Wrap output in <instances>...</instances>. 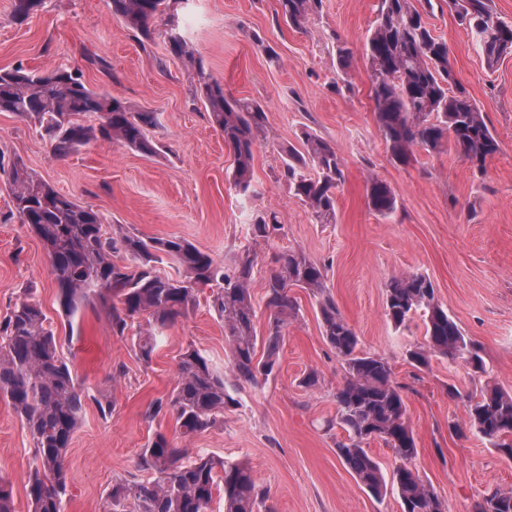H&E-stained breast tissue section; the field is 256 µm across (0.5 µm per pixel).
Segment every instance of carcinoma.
<instances>
[{
    "instance_id": "carcinoma-1",
    "label": "carcinoma",
    "mask_w": 512,
    "mask_h": 512,
    "mask_svg": "<svg viewBox=\"0 0 512 512\" xmlns=\"http://www.w3.org/2000/svg\"><path fill=\"white\" fill-rule=\"evenodd\" d=\"M186 2L108 0V7L142 44L153 40V22L165 19L170 53L192 61L193 48L175 24L176 7ZM490 2L448 0L477 36L491 68L512 51V25L494 16ZM42 4L43 0H13L12 18L23 22ZM279 6L286 24L301 30L322 9V0H279ZM364 51L372 72L375 118L393 161L408 164L415 146L440 153L451 145L474 169L483 171L487 159L499 152V141L457 82L448 44L433 34L414 0H378ZM336 57L343 71L351 69L353 52L347 42L337 41ZM198 71L194 98L209 110L213 126L232 151L230 185L247 197L253 192L254 151L265 136L267 113L258 102L226 95L224 86L203 67ZM0 112L31 122L49 140L57 158L91 143L119 144L147 157L163 150L150 136L159 125L158 113L90 88L78 70L0 68ZM82 117L91 118V123L80 122ZM301 141V151L292 145L283 149L281 177L320 223L331 224L336 218L335 190L344 181L343 161L333 145L307 130ZM7 183L12 216L28 225L49 256L60 315L71 324L86 306L100 303L107 310L112 335L123 339L138 328L131 341L146 365L164 331L193 310L198 294L209 287L208 305L224 321L235 380L266 379L278 365L288 323L299 313L290 291L309 290L321 316L322 335L344 362L343 381L334 394L336 424L347 433L346 439L336 442L339 459L377 501L391 489L402 512H448V504L410 466L418 448L406 419L404 387L394 380L387 360L359 350L354 328L326 294L322 266L295 249L271 256L264 284L267 328L259 337L252 295L256 256L250 251H242L226 267L186 240L144 238L121 224L109 232L98 212L60 193L21 160L12 162ZM368 198L382 216L396 210V195L382 180L371 179ZM280 229L276 218L268 215L255 216L250 225L256 241H267ZM166 260L182 275L162 273L158 265ZM385 313L397 328L416 314L422 318L426 346L408 354L416 369L428 367L430 357L441 356L473 362L477 377L488 373L482 347L465 336L438 303L427 276L391 277L385 288ZM230 388L223 371L188 348L178 358L171 392L151 401L145 417L153 420L168 411L175 416L179 434L191 438L214 426L224 408L235 403ZM448 395L463 401L469 429L512 457V391L494 386L463 394L452 387ZM0 398L12 406L33 444L34 461L26 481L31 512H64L69 490L63 459L86 401H95L105 415L112 413V403L90 395L78 380L54 328L28 294L0 322ZM372 437L383 440L398 461L389 478L363 447ZM137 468L150 477L115 483L108 495L111 512H210L213 496L221 489L224 512H258L267 499L248 464L179 448L162 433L147 441ZM0 512H15L13 486L1 477ZM476 512H512V489H488Z\"/></svg>"
}]
</instances>
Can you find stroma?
Masks as SVG:
<instances>
[{
  "instance_id": "obj_1",
  "label": "stroma",
  "mask_w": 512,
  "mask_h": 512,
  "mask_svg": "<svg viewBox=\"0 0 512 512\" xmlns=\"http://www.w3.org/2000/svg\"><path fill=\"white\" fill-rule=\"evenodd\" d=\"M378 0H323L306 28L278 19V0H189L179 24L198 64L172 56L162 21L143 46L114 18L106 0H44L24 22L12 19L11 0H0V68L16 65L81 70L86 82L127 103L157 112L153 132L164 151L155 157L94 143L65 158L20 117L0 112V162L22 160L61 193L98 211L108 224H124L144 237L183 238L219 263L250 250L257 257L252 292L256 331L267 312L263 284L272 253L292 248L326 269L337 308L355 329L361 351L386 359L406 387L407 420L418 455L412 465L430 482L449 512H475L487 487H512V459L474 432L449 433L465 420L462 401L449 387L473 390L476 379L460 359L435 357L419 370L407 361L424 344L421 318L395 329L384 310L386 282L402 273L427 275L436 297L479 342L489 379L512 390V53L487 67L474 33L449 9L431 0L426 18L444 39L455 75L481 109L500 144L484 173L452 151L414 148L408 165L396 164L376 123L370 98L372 72L363 43ZM355 53L349 73L338 67L337 40ZM224 85L227 95L261 103L266 138L255 148L254 194L242 198L227 174L233 155L192 90L199 73ZM310 129L334 144L345 180L336 190V220L318 223L291 196L281 178L282 146ZM385 181L398 199L388 217L368 204L370 178ZM276 213L279 233L252 240L256 213ZM32 291L53 321L79 380L111 400V416L87 402L64 467L70 497L65 512H103L115 482L130 478L149 437L161 432L180 442L175 418L147 421L149 402L167 396L177 361L194 347L227 368L223 321L199 302L165 330L151 364L131 340L114 337L103 313L83 309L74 323L58 314L49 258L27 225L0 221V319L24 291ZM300 311L288 327L273 377L244 383L224 420L197 434L191 448L247 462L268 492L271 512H401L396 495L376 501L336 454L345 438L335 419L334 393L341 360L325 342L315 299L292 291ZM317 373L318 383L302 380ZM32 461L26 428L0 400V477L13 485L16 512H30L24 485Z\"/></svg>"
}]
</instances>
